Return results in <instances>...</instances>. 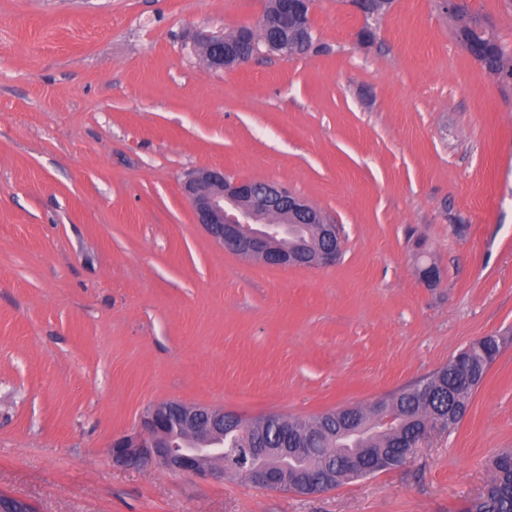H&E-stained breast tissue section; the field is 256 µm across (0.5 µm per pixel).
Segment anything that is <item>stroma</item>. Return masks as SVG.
<instances>
[{
    "label": "stroma",
    "mask_w": 512,
    "mask_h": 512,
    "mask_svg": "<svg viewBox=\"0 0 512 512\" xmlns=\"http://www.w3.org/2000/svg\"><path fill=\"white\" fill-rule=\"evenodd\" d=\"M267 5L0 0V494L35 512H463L512 449V88L442 0H394L370 45L316 0L320 52L206 67L198 36ZM201 167L287 185L340 259L224 249L181 192ZM496 333L464 420L398 469L302 496L109 455L158 402L307 417Z\"/></svg>",
    "instance_id": "obj_1"
}]
</instances>
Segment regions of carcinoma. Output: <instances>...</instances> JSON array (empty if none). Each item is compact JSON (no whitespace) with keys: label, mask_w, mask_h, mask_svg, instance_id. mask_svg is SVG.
<instances>
[{"label":"carcinoma","mask_w":512,"mask_h":512,"mask_svg":"<svg viewBox=\"0 0 512 512\" xmlns=\"http://www.w3.org/2000/svg\"><path fill=\"white\" fill-rule=\"evenodd\" d=\"M364 18L359 37L371 44L380 30V21L393 0H353ZM455 19V37L486 74L504 87L512 86V47L500 40L491 25L468 6L449 9ZM256 53L263 51L283 57L307 53L314 44L312 26L288 33V49L270 39L262 25L250 29ZM504 348V338L490 335L458 351L448 364L428 377L380 399L399 420L387 429L377 425L378 415L371 406L338 407L309 417L280 415L245 419L234 415L235 422L224 427V447L232 449L226 457L227 476L243 477L249 462L248 448H298L311 439V456L288 469L283 489L295 486L296 473L307 466L319 481L330 478L333 486L365 476L364 469L341 462L348 454L363 463L372 454H388L401 444L416 442L430 426L441 425L451 431L466 416L474 392L484 381L491 364ZM492 476L483 493L464 512H512V450L498 453L490 463Z\"/></svg>","instance_id":"1"}]
</instances>
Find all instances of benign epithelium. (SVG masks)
Listing matches in <instances>:
<instances>
[{"label": "benign epithelium", "instance_id": "7a95c632", "mask_svg": "<svg viewBox=\"0 0 512 512\" xmlns=\"http://www.w3.org/2000/svg\"><path fill=\"white\" fill-rule=\"evenodd\" d=\"M310 0H280V24L276 32L288 30V22L304 24V9ZM214 53L208 58L215 70L233 63L243 66L252 52L243 44H227L224 33L200 37ZM195 222L224 248L263 264L306 268L332 265L341 252L333 221L288 187L267 181L259 187L253 180L234 179L224 169L201 168L181 183ZM313 225L314 235L324 245L312 255L288 249V226ZM306 448H252L251 457H265L269 463L251 462L245 480L266 489L281 488V472L288 462L304 455ZM112 463L121 467L161 466L172 473L193 474L202 479L223 480L224 411L170 400L144 412L137 429L112 440ZM24 499L0 495V512H31Z\"/></svg>", "mask_w": 512, "mask_h": 512}]
</instances>
